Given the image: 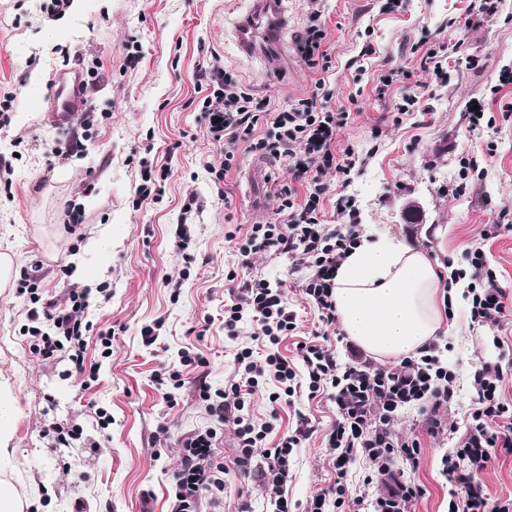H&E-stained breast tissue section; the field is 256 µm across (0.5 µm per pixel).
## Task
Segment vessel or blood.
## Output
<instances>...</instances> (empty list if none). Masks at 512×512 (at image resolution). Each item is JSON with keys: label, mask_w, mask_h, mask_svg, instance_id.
<instances>
[{"label": "vessel or blood", "mask_w": 512, "mask_h": 512, "mask_svg": "<svg viewBox=\"0 0 512 512\" xmlns=\"http://www.w3.org/2000/svg\"><path fill=\"white\" fill-rule=\"evenodd\" d=\"M283 23L278 0H254L249 13L235 29L240 52L254 57L279 49L278 30ZM86 94V82L79 69L73 68L57 76L49 93L51 121L67 124L70 117L83 108Z\"/></svg>", "instance_id": "b4317fda"}]
</instances>
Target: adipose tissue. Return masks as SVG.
Returning <instances> with one entry per match:
<instances>
[{
	"instance_id": "adipose-tissue-1",
	"label": "adipose tissue",
	"mask_w": 512,
	"mask_h": 512,
	"mask_svg": "<svg viewBox=\"0 0 512 512\" xmlns=\"http://www.w3.org/2000/svg\"><path fill=\"white\" fill-rule=\"evenodd\" d=\"M465 288V279L421 250L364 236L339 264L332 299L342 333L396 362L453 329L451 310L464 304ZM16 422L15 400L0 382V512H23L7 480L17 466L8 448Z\"/></svg>"
}]
</instances>
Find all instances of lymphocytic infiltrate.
Returning a JSON list of instances; mask_svg holds the SVG:
<instances>
[{
    "label": "lymphocytic infiltrate",
    "mask_w": 512,
    "mask_h": 512,
    "mask_svg": "<svg viewBox=\"0 0 512 512\" xmlns=\"http://www.w3.org/2000/svg\"><path fill=\"white\" fill-rule=\"evenodd\" d=\"M210 93L203 108L211 122L209 131L220 146L224 159L215 171L223 179L236 158L238 146L288 163L290 186L280 192L276 224L251 225L240 249L242 257L272 250L304 261L308 273L304 293L314 304L325 325L336 323L332 300L337 265L360 239L356 213L348 196L336 199V213L349 222L339 229L326 228L321 219L323 202L330 191L323 175L327 170L347 174L352 163L350 150H337L335 132L346 123L347 112H333L311 96L294 104L269 109L241 88L223 67L214 64L204 72ZM472 281L470 317L478 324H496L506 316L504 293L495 273L488 268L482 250L466 255ZM35 270L24 271L17 291L28 295V319L33 348L44 358L67 355L75 375L87 371V344L82 312L88 308L87 293L69 294L67 301L42 298L36 288ZM256 320L258 337L273 351L256 358L252 348L237 350L238 378L224 390L201 386L214 427L194 433L184 443L181 463L172 475L170 512H197L201 496L219 497L224 491L223 463L215 456L216 425L234 430L238 454L236 470L259 480L269 494L273 512H341L348 495L349 469L355 458H363L367 470L365 485L378 493L363 501L364 512H404L407 503L425 496L423 485L405 478L391 465L399 457L417 468L421 441L395 440L389 425L405 407H418L423 428L435 437L448 428L444 410L457 396V374L441 358L439 340H432L418 354L404 357L398 366L371 368L362 365L361 352L348 347L346 360L316 340L298 342L297 363L276 353L275 348L296 328V315L289 310L278 289L269 281L244 278L228 289L224 304V333L237 338L244 318ZM305 374L309 397L325 394L336 406V420L324 432L323 443L336 472L328 489L312 496L307 508L292 502L286 489L291 456L302 439L312 433L307 418H300L294 435L282 438L267 449L263 461L255 450L273 430L272 423L255 424L247 397L266 376H274L277 391L273 403H291L299 387L298 374ZM504 369L501 363L483 361L473 370V397L465 430L455 448L441 459L442 475L452 488L448 512H512V505H491L480 475L494 458L512 456V405L502 396Z\"/></svg>",
    "instance_id": "f902f5d3"
}]
</instances>
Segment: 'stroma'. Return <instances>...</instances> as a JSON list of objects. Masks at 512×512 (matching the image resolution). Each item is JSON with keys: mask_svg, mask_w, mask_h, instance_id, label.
<instances>
[{"mask_svg": "<svg viewBox=\"0 0 512 512\" xmlns=\"http://www.w3.org/2000/svg\"><path fill=\"white\" fill-rule=\"evenodd\" d=\"M0 0V253L14 256L15 272L40 262L43 296L89 291L85 314L87 357L100 362L98 379L81 389L69 378L67 358L44 359L30 346L27 297L15 288L0 294V378L15 397L18 419L10 447L18 460L9 482L29 502L25 512H168L170 479L183 441L210 427L197 390L236 379L237 349L254 344L256 326L240 325L236 339L224 333V298L231 274L263 278L280 289L297 315V329L279 345L295 355L296 342L319 335L338 357L343 340L325 333L302 284L307 270L297 259L271 251L242 267L238 249L254 221L280 220L279 191L289 182L286 163L238 150L223 181L208 164L223 156L202 112L200 75L212 62L248 88L256 99L280 106L325 90L330 104L348 112L336 146L352 148L348 179L324 180L354 202L357 221L376 239L403 243L432 260L463 267L466 253L482 249L512 311V0H498L495 15L478 12V0H280L288 20L278 53L240 54L234 25L251 0ZM319 11L328 71L309 67L294 39ZM141 45V58L124 66V46ZM435 51L446 74L437 79L427 51ZM98 67L90 78L96 116L84 127L48 120V90L72 67ZM392 85L382 86L383 75ZM406 113L397 108L406 98ZM77 143L56 155V145ZM152 145L151 160L166 167L147 199L136 149ZM324 201L323 220L336 225L335 198ZM416 203L420 223H407L406 203ZM187 224V249L176 244ZM75 225L67 233L66 225ZM498 232H491V225ZM109 296H102L101 286ZM159 326L153 344L146 328ZM114 329L110 354L99 331ZM442 358L458 374L459 396L447 417L464 425L471 405V374L482 361L512 362V315L499 325H479L468 307L458 310L454 335L444 336ZM204 358L206 367L180 366L182 354ZM180 379L171 400L159 394L156 373ZM267 380L250 397L255 423L273 422L265 445L294 432L305 414L317 432L293 452L289 498L306 504L335 478L320 432L336 419L326 395L299 390L278 420ZM97 403L112 417L100 428L89 408ZM82 428L80 448H51L49 423ZM167 434H159L160 426ZM397 438L420 437L422 458L410 478L426 487L405 512H448L449 486L440 474L451 436L424 435L416 409L392 423ZM266 512L267 493L257 482L230 473L218 500L203 499L202 512H240L242 505Z\"/></svg>", "mask_w": 512, "mask_h": 512, "instance_id": "obj_1", "label": "stroma"}]
</instances>
